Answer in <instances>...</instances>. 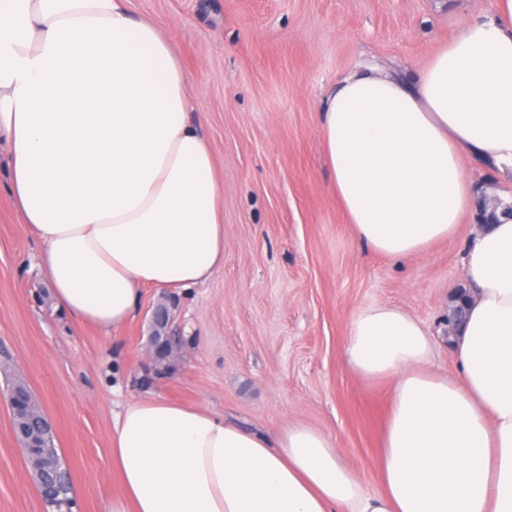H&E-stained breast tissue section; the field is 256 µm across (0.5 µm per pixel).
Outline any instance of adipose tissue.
<instances>
[{
    "instance_id": "adipose-tissue-1",
    "label": "adipose tissue",
    "mask_w": 512,
    "mask_h": 512,
    "mask_svg": "<svg viewBox=\"0 0 512 512\" xmlns=\"http://www.w3.org/2000/svg\"><path fill=\"white\" fill-rule=\"evenodd\" d=\"M189 76L130 0H0V174L56 307L117 342L148 288L224 264V186L191 120ZM331 191L368 250L401 261L455 235L475 201L462 161L512 172V0L467 21L409 80L360 66L319 112ZM453 374L401 308L353 310L345 348L391 383L365 485L301 424L276 435L158 396L112 425L105 512H512V218L462 256Z\"/></svg>"
}]
</instances>
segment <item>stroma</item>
<instances>
[{
	"label": "stroma",
	"mask_w": 512,
	"mask_h": 512,
	"mask_svg": "<svg viewBox=\"0 0 512 512\" xmlns=\"http://www.w3.org/2000/svg\"><path fill=\"white\" fill-rule=\"evenodd\" d=\"M491 0H131L157 22L196 91L224 183V265L205 284L147 290L113 351L54 308L0 190V512H45L10 431L8 378H21L54 428L73 512H104L117 488L112 420L155 395L204 406L276 434L315 428L367 486L389 401L387 381L349 367L352 311L397 306L429 330L447 321L465 282L457 234L402 262L369 252L330 191L317 112L327 90L373 62L413 75ZM487 199L512 205V179L464 160Z\"/></svg>",
	"instance_id": "1"
}]
</instances>
